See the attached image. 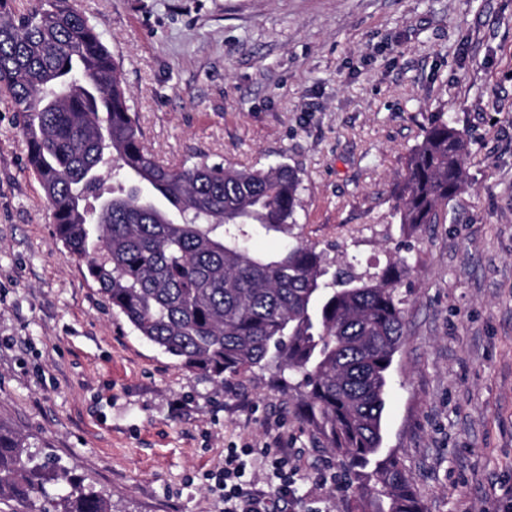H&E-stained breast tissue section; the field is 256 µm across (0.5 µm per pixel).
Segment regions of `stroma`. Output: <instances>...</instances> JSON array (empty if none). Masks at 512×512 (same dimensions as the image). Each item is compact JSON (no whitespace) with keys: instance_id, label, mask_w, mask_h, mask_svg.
<instances>
[{"instance_id":"35a3bbf8","label":"stroma","mask_w":512,"mask_h":512,"mask_svg":"<svg viewBox=\"0 0 512 512\" xmlns=\"http://www.w3.org/2000/svg\"><path fill=\"white\" fill-rule=\"evenodd\" d=\"M120 67L146 147L301 179L298 239L366 275L397 257L406 329L383 448L424 512H492L512 491V0H71ZM469 141L445 218L405 230L393 188L431 124ZM0 427L116 512H224L248 448L297 466L299 512H343V466L295 392L254 369L189 371L113 312L54 236L0 91Z\"/></svg>"}]
</instances>
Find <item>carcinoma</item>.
I'll list each match as a JSON object with an SVG mask.
<instances>
[{
    "mask_svg": "<svg viewBox=\"0 0 512 512\" xmlns=\"http://www.w3.org/2000/svg\"><path fill=\"white\" fill-rule=\"evenodd\" d=\"M0 0V87L56 218L55 237L86 264L112 310L142 339L217 384L255 368L288 372L304 419L343 457L348 512H423L398 457L382 451L389 371L404 335L405 261L326 278L298 240L251 247L254 227L297 223L300 177L210 164L170 167L143 144L101 34L69 0L18 13ZM468 140L440 119L396 187L400 223L436 224L466 181ZM118 187L100 191L103 177ZM112 512L73 476L35 462L0 428V512Z\"/></svg>",
    "mask_w": 512,
    "mask_h": 512,
    "instance_id": "cac0c4a2",
    "label": "carcinoma"
}]
</instances>
